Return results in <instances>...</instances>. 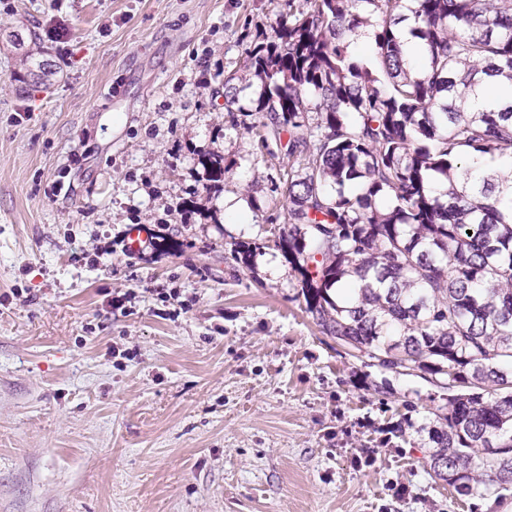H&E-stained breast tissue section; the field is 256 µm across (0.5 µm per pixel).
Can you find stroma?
<instances>
[{
  "mask_svg": "<svg viewBox=\"0 0 512 512\" xmlns=\"http://www.w3.org/2000/svg\"><path fill=\"white\" fill-rule=\"evenodd\" d=\"M9 3L0 32L24 47L0 41V512H512L511 488L463 502L430 476L446 390L366 366L304 311L273 237L285 150L224 100L285 0ZM60 24L63 53L45 36ZM25 49L47 85L20 81ZM134 226L161 247L122 252Z\"/></svg>",
  "mask_w": 512,
  "mask_h": 512,
  "instance_id": "stroma-1",
  "label": "stroma"
}]
</instances>
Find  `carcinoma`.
Returning <instances> with one entry per match:
<instances>
[{"label":"carcinoma","mask_w":512,"mask_h":512,"mask_svg":"<svg viewBox=\"0 0 512 512\" xmlns=\"http://www.w3.org/2000/svg\"><path fill=\"white\" fill-rule=\"evenodd\" d=\"M235 79L224 96L261 141L287 138L275 245L305 311L369 366L448 392L431 476L460 498L512 486V176L468 168L512 161V93L469 106L512 88V0H286ZM203 164L224 180V157Z\"/></svg>","instance_id":"carcinoma-1"}]
</instances>
